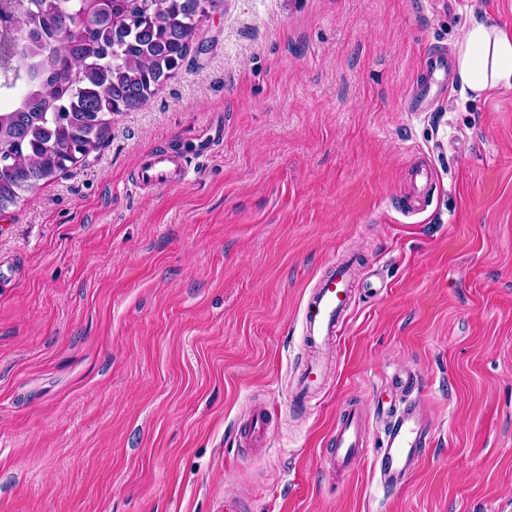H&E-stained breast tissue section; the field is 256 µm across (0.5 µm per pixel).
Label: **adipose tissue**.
I'll use <instances>...</instances> for the list:
<instances>
[{
	"label": "adipose tissue",
	"mask_w": 512,
	"mask_h": 512,
	"mask_svg": "<svg viewBox=\"0 0 512 512\" xmlns=\"http://www.w3.org/2000/svg\"><path fill=\"white\" fill-rule=\"evenodd\" d=\"M453 70L463 90L482 97L512 87V35L485 20H471L453 48Z\"/></svg>",
	"instance_id": "adipose-tissue-1"
}]
</instances>
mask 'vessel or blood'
Masks as SVG:
<instances>
[{
    "label": "vessel or blood",
    "instance_id": "1",
    "mask_svg": "<svg viewBox=\"0 0 512 512\" xmlns=\"http://www.w3.org/2000/svg\"><path fill=\"white\" fill-rule=\"evenodd\" d=\"M424 80L417 84L412 99L416 111H425L430 98L448 90L451 64L443 53H430L424 58ZM188 166L181 154L156 150L136 171V183L141 187L157 186L171 179H186ZM435 179L433 165L421 166L412 175V191L406 200L409 209L421 211ZM375 271H358L352 257L340 258L330 273L314 288L303 316V328L311 342V353L300 372L291 382L293 401L310 404L327 379V366L321 350L330 342L340 341L344 335L353 305V295L375 288ZM416 377L405 373L397 377L395 385L404 394L403 399L380 409L383 424L381 444L373 458L372 467L379 483L396 489L410 478L427 447L432 423L418 399L410 390ZM272 413L268 407L256 408L247 421L249 447L264 446ZM370 434L367 416L358 405L343 408L336 428V449L325 458L332 474L343 476L364 457Z\"/></svg>",
    "mask_w": 512,
    "mask_h": 512
}]
</instances>
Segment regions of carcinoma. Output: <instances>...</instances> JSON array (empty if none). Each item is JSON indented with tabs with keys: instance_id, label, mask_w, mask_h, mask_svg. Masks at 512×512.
<instances>
[{
	"instance_id": "obj_1",
	"label": "carcinoma",
	"mask_w": 512,
	"mask_h": 512,
	"mask_svg": "<svg viewBox=\"0 0 512 512\" xmlns=\"http://www.w3.org/2000/svg\"><path fill=\"white\" fill-rule=\"evenodd\" d=\"M222 0H16L23 21L0 62L20 80L0 108V211L84 163L112 118L145 105L193 50ZM86 18L88 25L66 28Z\"/></svg>"
}]
</instances>
